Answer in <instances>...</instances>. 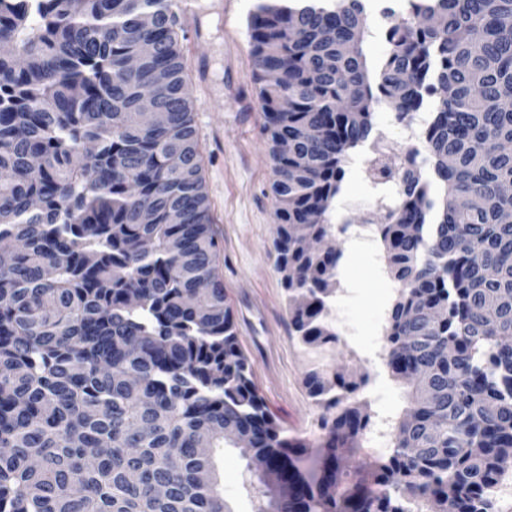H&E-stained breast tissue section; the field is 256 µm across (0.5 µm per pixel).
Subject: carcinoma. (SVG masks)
Returning a JSON list of instances; mask_svg holds the SVG:
<instances>
[{"instance_id":"carcinoma-1","label":"carcinoma","mask_w":512,"mask_h":512,"mask_svg":"<svg viewBox=\"0 0 512 512\" xmlns=\"http://www.w3.org/2000/svg\"><path fill=\"white\" fill-rule=\"evenodd\" d=\"M176 8L0 0V512H231L215 456L241 441L265 463L245 469L267 488L255 512H493L512 472V0H406L380 59L367 0L250 14L277 266L312 349L339 342L342 254L312 244L350 153L376 146L379 106L427 113L431 173L409 154L372 176L400 181L377 232L399 283L384 359L410 407L350 482L368 378L305 374L312 444L269 415L239 346Z\"/></svg>"}]
</instances>
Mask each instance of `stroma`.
<instances>
[{
    "label": "stroma",
    "instance_id": "1",
    "mask_svg": "<svg viewBox=\"0 0 512 512\" xmlns=\"http://www.w3.org/2000/svg\"><path fill=\"white\" fill-rule=\"evenodd\" d=\"M257 0H196V27L180 46L189 59L193 105L209 215L218 241L216 267L224 282L239 344L252 364L253 382L269 413L291 435L317 442L319 410L304 384L309 368L368 377L363 394L373 414L397 417L408 405L407 384L393 379L383 358L382 324L398 289L380 241L358 242L348 231L379 210L383 194L358 169H350L346 195L331 208L333 240L342 252L339 285L331 300L339 343L306 350L288 327L289 312L276 267L274 179L263 134L247 19ZM375 133L401 152L416 151L429 172L424 139L409 143L389 108L375 114ZM244 462L233 448L217 458L224 500L231 512H253L262 486H242Z\"/></svg>",
    "mask_w": 512,
    "mask_h": 512
}]
</instances>
